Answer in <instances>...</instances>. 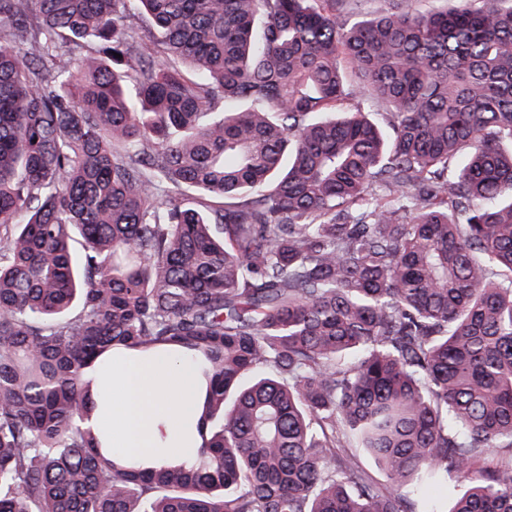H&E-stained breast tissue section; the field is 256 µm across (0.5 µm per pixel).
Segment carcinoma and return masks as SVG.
Returning a JSON list of instances; mask_svg holds the SVG:
<instances>
[{
	"label": "carcinoma",
	"instance_id": "1",
	"mask_svg": "<svg viewBox=\"0 0 512 512\" xmlns=\"http://www.w3.org/2000/svg\"><path fill=\"white\" fill-rule=\"evenodd\" d=\"M351 2L0 0V512H512V0ZM192 399L189 382L172 385L155 363L135 358L113 367L94 394L98 407L108 405L112 448L147 463L171 460L176 448L196 446V419L185 413ZM175 415H182L179 424L171 420Z\"/></svg>",
	"mask_w": 512,
	"mask_h": 512
}]
</instances>
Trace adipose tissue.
I'll return each mask as SVG.
<instances>
[{
  "instance_id": "1",
  "label": "adipose tissue",
  "mask_w": 512,
  "mask_h": 512,
  "mask_svg": "<svg viewBox=\"0 0 512 512\" xmlns=\"http://www.w3.org/2000/svg\"><path fill=\"white\" fill-rule=\"evenodd\" d=\"M192 398L191 384H171L155 363L135 358L113 367L94 394L107 407L113 447L148 463L195 447L196 420L185 411Z\"/></svg>"
}]
</instances>
